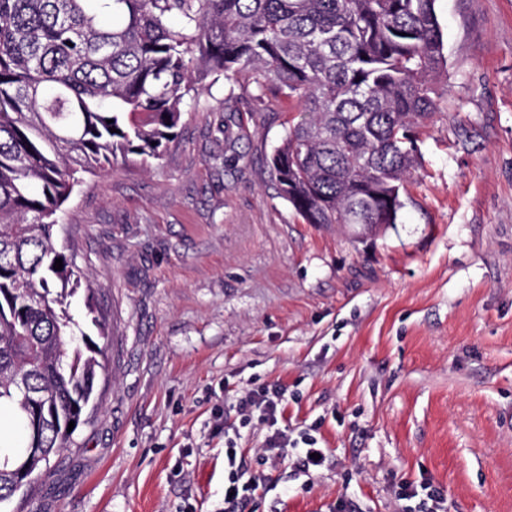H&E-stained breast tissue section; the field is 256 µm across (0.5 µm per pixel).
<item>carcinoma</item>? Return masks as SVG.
<instances>
[{
  "instance_id": "carcinoma-1",
  "label": "carcinoma",
  "mask_w": 512,
  "mask_h": 512,
  "mask_svg": "<svg viewBox=\"0 0 512 512\" xmlns=\"http://www.w3.org/2000/svg\"><path fill=\"white\" fill-rule=\"evenodd\" d=\"M435 2L0 0V404L24 438L0 453V504L95 410L102 349L70 315L81 276L56 243L83 176L161 160L203 80L251 73L255 100L301 106L270 164L304 222L394 224L447 69Z\"/></svg>"
}]
</instances>
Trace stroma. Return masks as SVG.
<instances>
[{"label":"stroma","mask_w":512,"mask_h":512,"mask_svg":"<svg viewBox=\"0 0 512 512\" xmlns=\"http://www.w3.org/2000/svg\"><path fill=\"white\" fill-rule=\"evenodd\" d=\"M447 73L396 224L305 223L269 157L297 105L204 85L161 161L85 177L60 244L105 325L90 424L9 512H221L216 413L253 382L335 464L270 469L257 512H512V0H436ZM400 496L404 500L419 498V511L415 512H446L447 500L442 492L430 482H421L419 485L405 484L401 487Z\"/></svg>","instance_id":"obj_1"}]
</instances>
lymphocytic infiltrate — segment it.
Wrapping results in <instances>:
<instances>
[{"instance_id":"lymphocytic-infiltrate-1","label":"lymphocytic infiltrate","mask_w":512,"mask_h":512,"mask_svg":"<svg viewBox=\"0 0 512 512\" xmlns=\"http://www.w3.org/2000/svg\"><path fill=\"white\" fill-rule=\"evenodd\" d=\"M287 403V389L281 384H258L244 392L233 404L235 421L224 424V512H255L253 494L267 480V469L295 455L300 472L308 474L327 467L331 452L316 437L304 433L290 437L278 426V417ZM270 429L259 454L246 457L239 453L236 433L252 423Z\"/></svg>"}]
</instances>
